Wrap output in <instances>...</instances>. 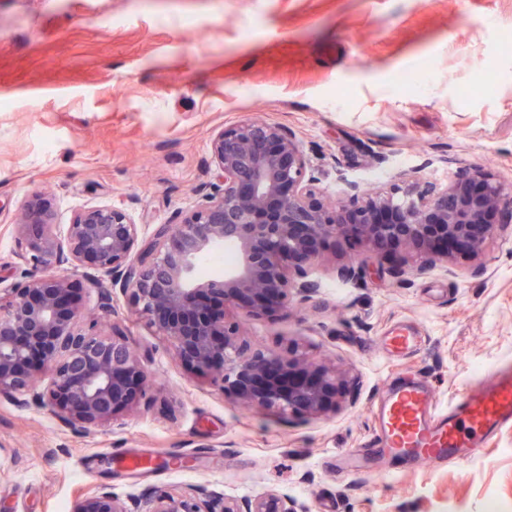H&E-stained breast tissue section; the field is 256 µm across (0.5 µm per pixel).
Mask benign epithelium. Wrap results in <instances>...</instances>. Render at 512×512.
Wrapping results in <instances>:
<instances>
[{
  "label": "benign epithelium",
  "instance_id": "benign-epithelium-1",
  "mask_svg": "<svg viewBox=\"0 0 512 512\" xmlns=\"http://www.w3.org/2000/svg\"><path fill=\"white\" fill-rule=\"evenodd\" d=\"M218 196L179 211L159 225L139 253V224L123 209L77 212L65 238L55 232L51 195L35 192L13 224L17 256L32 266L26 283L0 305V398L19 395L49 408L76 431L111 423L147 387L143 361L127 335L97 331L70 279L54 269L88 266L128 293L177 360L212 378L224 395L248 409L319 415L340 406L345 380L336 369L289 351L254 348L225 308L246 317H272L313 291L309 280L322 249L338 239L360 243L384 266L393 247L415 252L422 273L453 255L479 258L498 224L512 223V186L481 165L461 168L444 185L405 180L388 189L345 182L325 200L307 175L308 160L294 131L265 120L225 127L210 140ZM177 227L172 231L171 227ZM232 242L237 265L220 276H196L198 261ZM69 512H130L110 491L74 499ZM142 512H306L293 499L268 492L238 500L163 491Z\"/></svg>",
  "mask_w": 512,
  "mask_h": 512
}]
</instances>
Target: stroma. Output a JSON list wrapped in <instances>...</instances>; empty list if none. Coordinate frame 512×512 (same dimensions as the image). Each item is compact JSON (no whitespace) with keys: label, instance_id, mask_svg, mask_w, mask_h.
<instances>
[{"label":"stroma","instance_id":"35a3bbf8","mask_svg":"<svg viewBox=\"0 0 512 512\" xmlns=\"http://www.w3.org/2000/svg\"><path fill=\"white\" fill-rule=\"evenodd\" d=\"M512 0H0V294L27 279L12 224L31 193L52 195L57 234L75 212L114 206L148 239L222 190L209 144L261 118L292 129L329 196L417 175L444 183L466 164L512 185ZM362 266L341 280L336 265ZM394 279L337 243L306 301L240 318L255 347L289 349L348 379L326 415L255 412L193 374L107 276L67 274L101 333L142 358L145 395L111 423L64 427L35 402L0 399V512H68L97 488L136 512L160 490L233 498L276 492L306 512H512V426L464 467L336 469L374 433L395 382L428 383L436 411L512 363V223L481 261L455 258ZM98 287H90V277ZM408 327L403 356L381 340Z\"/></svg>","mask_w":512,"mask_h":512}]
</instances>
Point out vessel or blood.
Wrapping results in <instances>:
<instances>
[{
  "label": "vessel or blood",
  "mask_w": 512,
  "mask_h": 512,
  "mask_svg": "<svg viewBox=\"0 0 512 512\" xmlns=\"http://www.w3.org/2000/svg\"><path fill=\"white\" fill-rule=\"evenodd\" d=\"M383 346L394 354L417 346L407 329H393ZM428 384L405 379L392 387L377 408L378 427L366 447L350 450L355 459L379 455L411 465L451 463L462 467L485 451L488 439L512 424V365L498 366L460 394L446 413L433 410Z\"/></svg>",
  "instance_id": "vessel-or-blood-1"
}]
</instances>
